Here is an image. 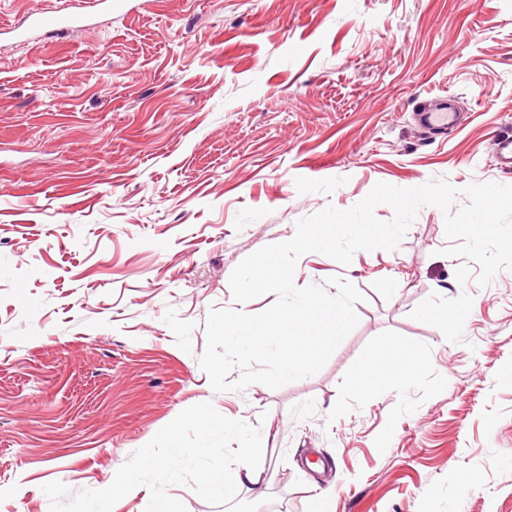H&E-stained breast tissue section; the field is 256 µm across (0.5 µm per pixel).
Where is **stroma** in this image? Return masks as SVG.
<instances>
[{
	"label": "stroma",
	"mask_w": 512,
	"mask_h": 512,
	"mask_svg": "<svg viewBox=\"0 0 512 512\" xmlns=\"http://www.w3.org/2000/svg\"><path fill=\"white\" fill-rule=\"evenodd\" d=\"M48 5L0 0V512L108 487L202 402L260 425L259 512H512V270L479 286L438 208L396 250L300 258L296 286L364 296L317 374L216 392L198 363L211 309L274 302L229 278L299 219L512 185V0H112L8 35ZM445 92L472 120L434 135L412 114ZM491 153L500 171H512V131L503 130L492 137Z\"/></svg>",
	"instance_id": "35a3bbf8"
}]
</instances>
